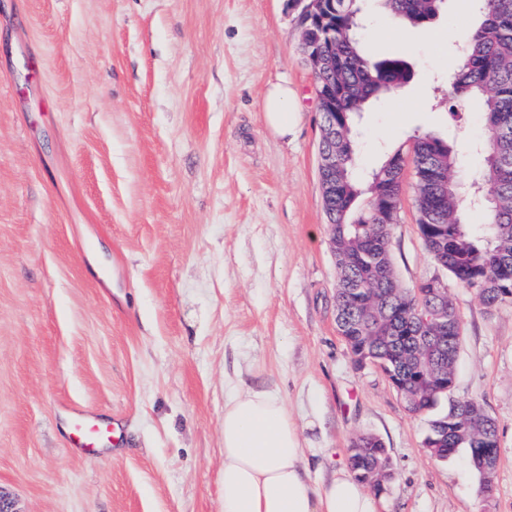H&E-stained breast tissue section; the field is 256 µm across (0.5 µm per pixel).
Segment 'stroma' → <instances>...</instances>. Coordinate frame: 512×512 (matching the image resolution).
Returning a JSON list of instances; mask_svg holds the SVG:
<instances>
[{
    "label": "stroma",
    "instance_id": "1",
    "mask_svg": "<svg viewBox=\"0 0 512 512\" xmlns=\"http://www.w3.org/2000/svg\"><path fill=\"white\" fill-rule=\"evenodd\" d=\"M360 8L365 54L414 76L361 113L358 172L431 133L467 140L456 177L470 184L482 114L447 101L477 23L467 0L414 28ZM283 84L285 136L264 112ZM320 139L289 0H0V494L18 512H221L239 381L284 398L315 481L379 437V512H512V303L447 281L463 338L436 410L472 401L495 420L484 476L467 449L432 456L429 415L337 332ZM402 184L390 249L409 288L437 265L412 167ZM79 409L100 445L75 446Z\"/></svg>",
    "mask_w": 512,
    "mask_h": 512
}]
</instances>
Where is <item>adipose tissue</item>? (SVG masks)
Listing matches in <instances>:
<instances>
[{
    "instance_id": "1",
    "label": "adipose tissue",
    "mask_w": 512,
    "mask_h": 512,
    "mask_svg": "<svg viewBox=\"0 0 512 512\" xmlns=\"http://www.w3.org/2000/svg\"><path fill=\"white\" fill-rule=\"evenodd\" d=\"M306 454L279 393L232 388L224 398L222 512H378L376 496L348 470L313 484Z\"/></svg>"
}]
</instances>
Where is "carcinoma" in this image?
Listing matches in <instances>:
<instances>
[{
    "label": "carcinoma",
    "instance_id": "cac0c4a2",
    "mask_svg": "<svg viewBox=\"0 0 512 512\" xmlns=\"http://www.w3.org/2000/svg\"><path fill=\"white\" fill-rule=\"evenodd\" d=\"M358 0H335L336 13L314 28L312 40L321 44L332 29L336 69L314 75L317 86L336 87V111L322 116V124L336 121V137L321 136L320 147L336 150V194L323 195L330 222V242L336 253L338 285L336 311L360 326L364 335L379 336L392 325L404 339L383 344L380 355L409 371L417 357L432 363L431 352L417 348L414 336L425 325L429 301L415 289L400 287L389 260H376V243L388 245L391 225L386 212L399 209L402 183L400 152L386 159L364 182L354 175L356 119L371 99L390 93L412 77L410 63L401 56L374 61L360 48ZM379 8L404 24L424 27L439 15L444 0H377ZM480 23L466 43L462 65L451 76L459 98L477 97L487 130L482 145L483 169L471 188L473 202L484 206L485 224L476 229L459 214L462 187L454 178L457 155L448 142L430 134L418 136L412 163L418 189L417 208L429 227L422 230L424 246L433 259L445 248V268L455 280L476 291L483 303H504L501 289L512 287V0H471ZM347 288H365L376 299L378 317H370L345 295ZM412 399L407 407L427 413L446 396L426 381L408 378ZM488 414L475 402H458L430 423L426 443L436 445L433 456L446 459L466 448L471 460L490 451L486 444ZM363 448L349 462L354 476L384 466L387 454L375 436H361Z\"/></svg>",
    "mask_w": 512,
    "mask_h": 512
}]
</instances>
